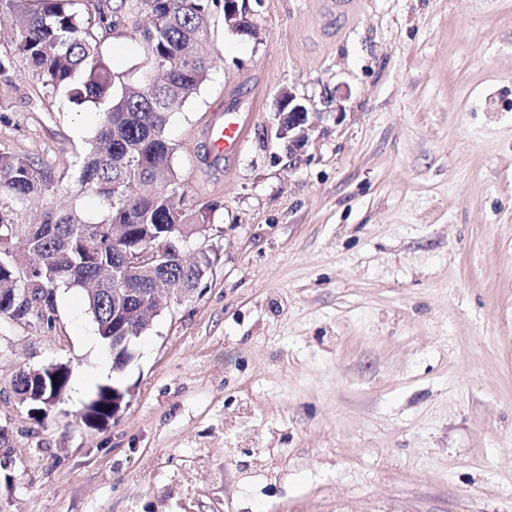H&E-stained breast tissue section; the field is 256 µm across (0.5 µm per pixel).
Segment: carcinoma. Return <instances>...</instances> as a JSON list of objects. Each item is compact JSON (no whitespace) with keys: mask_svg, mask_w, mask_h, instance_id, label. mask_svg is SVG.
I'll list each match as a JSON object with an SVG mask.
<instances>
[{"mask_svg":"<svg viewBox=\"0 0 512 512\" xmlns=\"http://www.w3.org/2000/svg\"><path fill=\"white\" fill-rule=\"evenodd\" d=\"M83 2L101 34L74 9ZM221 0H130L128 12L141 7L150 23L136 26L133 37L141 61L116 72L102 51L104 37L123 25L110 0H0V14L23 21L8 32L21 70L38 78L77 109L88 105L102 112L89 153L76 154L79 192L98 199L100 208L86 214L75 208L44 211L37 224H19L15 207L44 194L51 178L38 164L0 153V314L11 311L8 289L17 276L15 248L30 256L33 267L25 287L29 303L50 306L57 288L85 292L88 312L100 336L112 342V288L122 280L147 291L154 279L132 277L125 252L156 250L160 266L154 275L167 282L191 284L196 271L179 258V241L166 236L177 224H206L211 206L185 202L177 174L170 166L174 151L167 135L172 114L197 92L222 61L204 56L200 44L209 36L211 9ZM50 381L63 397L70 370L61 366ZM29 370L19 371L15 392L41 411L46 406L29 396ZM117 386L98 387L79 415L85 424L112 418Z\"/></svg>","mask_w":512,"mask_h":512,"instance_id":"1","label":"carcinoma"}]
</instances>
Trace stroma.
Here are the masks:
<instances>
[{
  "mask_svg": "<svg viewBox=\"0 0 512 512\" xmlns=\"http://www.w3.org/2000/svg\"><path fill=\"white\" fill-rule=\"evenodd\" d=\"M245 6L257 36L213 13L224 62L169 125L219 259L118 376L81 290L0 315V512H512V0ZM288 88L314 104L295 153L263 136ZM98 122L0 39V151L54 179L17 222L97 210L72 161ZM52 363L85 386L38 414L16 375ZM235 107L224 108L223 121H218L209 132L214 151L228 154L237 150L245 136V126L234 115ZM117 392V386L114 382H112V385L99 386L95 396L78 412L84 423L93 425L117 417L123 409L126 395L124 391V395L117 399L112 407V396L113 399L117 397Z\"/></svg>",
  "mask_w": 512,
  "mask_h": 512,
  "instance_id": "1",
  "label": "stroma"
}]
</instances>
